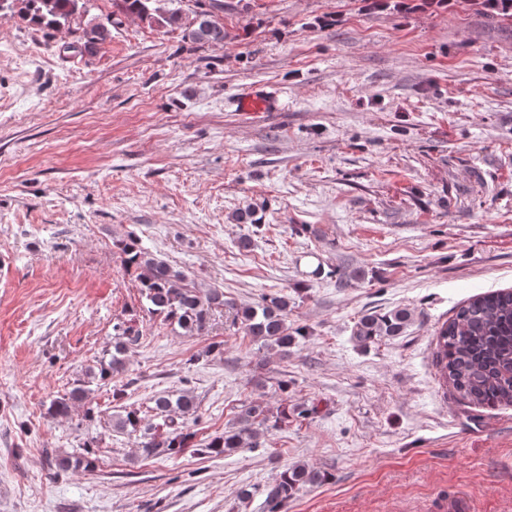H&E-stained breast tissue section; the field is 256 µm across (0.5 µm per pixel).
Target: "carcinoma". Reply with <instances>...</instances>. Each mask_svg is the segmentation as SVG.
<instances>
[{"mask_svg":"<svg viewBox=\"0 0 512 512\" xmlns=\"http://www.w3.org/2000/svg\"><path fill=\"white\" fill-rule=\"evenodd\" d=\"M160 10L156 0H110L111 10L90 16L94 0H0V19H19L43 31H81L80 50L93 53L111 37L117 17H134L150 26L167 31L180 30L182 38L198 48L222 46L228 38L218 12L224 9L220 0H207L195 25L183 16V0H167ZM120 258L126 272L139 282L145 311L162 321L178 326L187 333L202 335L207 331L210 312L229 307L233 325L252 341L280 360L288 358L305 330L288 325V297L266 296L248 306H236L224 300V293L212 289L202 292L186 283L185 275L165 261L145 251L138 239L129 236L119 242ZM413 321L407 308H396L384 314H366L356 324L354 336L362 344L401 335ZM437 367L444 382L467 404L483 408L512 405V291H494L473 296L445 322ZM140 332L131 321L112 326V345L102 357L85 368L71 389L50 402L48 413L66 416L71 408L86 402L92 386L106 384L112 375L126 366L129 346L138 341ZM153 410L163 423L143 427L138 410L124 408L112 416L111 428L117 433L141 434V451L145 456L179 455L196 447L195 435L188 432L184 419L197 412L195 397L188 390L174 396L159 393L152 398ZM316 407H283L276 415L260 403L241 406L234 427L213 437L206 445L209 454L226 455L245 448L260 447V430L278 429L291 416L305 417ZM96 440L84 444L79 453L55 456L59 473L89 471L97 466L93 448ZM326 474L304 463H298L279 474L262 489L267 512H282L288 500L306 486H316Z\"/></svg>","mask_w":512,"mask_h":512,"instance_id":"obj_1","label":"carcinoma"}]
</instances>
